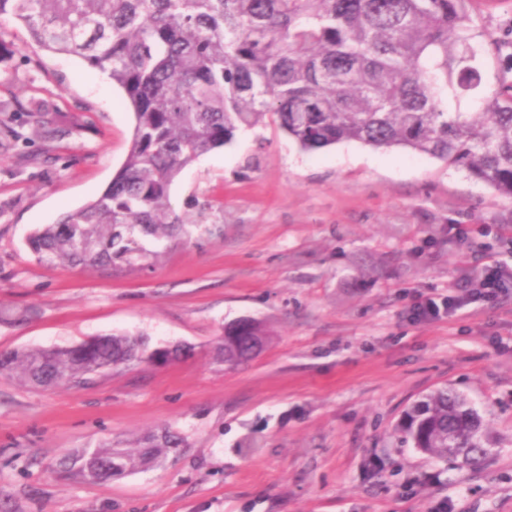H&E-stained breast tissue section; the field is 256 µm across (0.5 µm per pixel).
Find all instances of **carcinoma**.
Segmentation results:
<instances>
[{
  "label": "carcinoma",
  "instance_id": "1",
  "mask_svg": "<svg viewBox=\"0 0 512 512\" xmlns=\"http://www.w3.org/2000/svg\"><path fill=\"white\" fill-rule=\"evenodd\" d=\"M470 0H0L55 54L80 57L123 90L134 115L130 148L95 200L32 232L49 264L104 273L158 257L142 238L173 239L193 220L170 191L181 170L224 147L241 127L274 121L305 151L342 141L403 147L466 170L512 198L511 77L483 91L482 59L509 42L477 40ZM265 328L241 319L216 348L248 361ZM144 338L107 334L77 344L0 354V373L33 387L77 388L99 367L141 362ZM401 443L472 471L491 454L474 405L439 388L414 402ZM178 446L163 430L134 448L110 444L62 461L87 482L158 463Z\"/></svg>",
  "mask_w": 512,
  "mask_h": 512
}]
</instances>
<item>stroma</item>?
<instances>
[{
    "mask_svg": "<svg viewBox=\"0 0 512 512\" xmlns=\"http://www.w3.org/2000/svg\"><path fill=\"white\" fill-rule=\"evenodd\" d=\"M470 8L482 40L512 34V0ZM0 38V123L25 136L0 144V353L109 333L189 349L81 388L0 375V512H512V288L460 317L413 313L476 261L512 265V198L400 147L307 152L269 122L181 171L171 202L188 239L149 242V266L42 264L29 235L106 189L133 114L106 74L40 50L10 17ZM242 318L272 338L231 368L215 345ZM442 386L485 419L481 470L399 440L404 410ZM163 428L181 446L160 465L62 474L64 455Z\"/></svg>",
    "mask_w": 512,
    "mask_h": 512,
    "instance_id": "1",
    "label": "stroma"
}]
</instances>
